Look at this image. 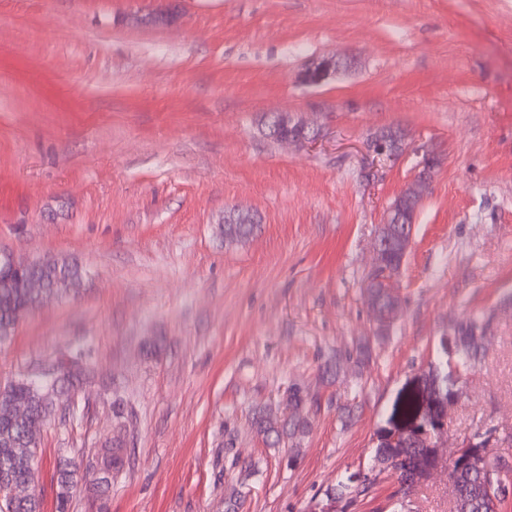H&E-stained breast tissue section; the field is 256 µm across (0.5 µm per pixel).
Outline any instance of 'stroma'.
Here are the masks:
<instances>
[{
	"instance_id": "obj_1",
	"label": "stroma",
	"mask_w": 512,
	"mask_h": 512,
	"mask_svg": "<svg viewBox=\"0 0 512 512\" xmlns=\"http://www.w3.org/2000/svg\"><path fill=\"white\" fill-rule=\"evenodd\" d=\"M344 66L317 85L303 74ZM303 114L308 148L264 120ZM406 134L392 160L370 134ZM439 161L379 331L364 294L378 224ZM254 214L248 241L224 217ZM77 260V298L0 345V385L83 345L84 414L42 431L36 484L86 468L116 430L124 466L68 512H390L361 481L407 397L447 404L456 441L512 454V0H0V252ZM481 361L447 367L457 326ZM300 388L309 426H252ZM486 326V322L479 323L476 320H469L458 327L455 361L456 367L463 373L473 369L479 360L481 341Z\"/></svg>"
}]
</instances>
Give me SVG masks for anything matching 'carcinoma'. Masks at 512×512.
Returning <instances> with one entry per match:
<instances>
[{"mask_svg":"<svg viewBox=\"0 0 512 512\" xmlns=\"http://www.w3.org/2000/svg\"><path fill=\"white\" fill-rule=\"evenodd\" d=\"M254 228L250 215L234 214L224 224V241L229 244L242 242ZM33 277L44 281L43 291L34 293L28 288ZM81 279L78 264L66 260L49 258L31 263L21 259L15 268L0 264V344L11 339L26 313L46 299L75 293ZM370 293L378 302L382 317L388 318L393 307L388 289L380 282L370 289ZM485 329L486 324L476 320L458 327L455 361L462 372L473 369L479 360ZM94 379L90 354L78 346L39 363L28 378L19 377L0 386V490L27 481L30 467L37 461L44 423L57 411L63 416L72 414L68 406L56 407V390L81 388ZM304 405L305 398L300 390L289 391L288 406L293 410L288 423L290 430L300 428L299 414ZM112 447L113 450L101 458L99 471L103 473L110 474L120 467L118 448L122 447V440H113ZM472 452L471 448L462 450L460 464L448 478L451 485L449 512H503L505 504L512 499V482H503L497 476L502 459L487 460L478 468L468 462ZM373 461L389 463L388 472L398 483L394 492L398 500L395 512H403L401 500L412 492L415 483L408 465L397 460L394 449L386 445L376 448ZM0 502L4 503L0 512H40L41 508L37 496L13 503L5 499Z\"/></svg>","mask_w":512,"mask_h":512,"instance_id":"obj_1","label":"carcinoma"}]
</instances>
